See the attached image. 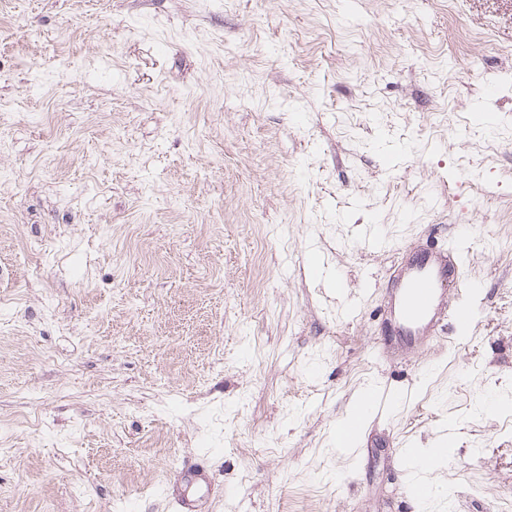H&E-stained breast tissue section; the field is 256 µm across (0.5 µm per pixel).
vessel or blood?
Listing matches in <instances>:
<instances>
[{"instance_id": "1", "label": "vessel or blood", "mask_w": 512, "mask_h": 512, "mask_svg": "<svg viewBox=\"0 0 512 512\" xmlns=\"http://www.w3.org/2000/svg\"><path fill=\"white\" fill-rule=\"evenodd\" d=\"M464 271L456 248L422 249L401 256L388 281V330L405 346L424 353L443 325L471 322L465 304L449 305L448 296L459 290Z\"/></svg>"}]
</instances>
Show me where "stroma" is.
<instances>
[{
  "instance_id": "obj_1",
  "label": "stroma",
  "mask_w": 512,
  "mask_h": 512,
  "mask_svg": "<svg viewBox=\"0 0 512 512\" xmlns=\"http://www.w3.org/2000/svg\"><path fill=\"white\" fill-rule=\"evenodd\" d=\"M457 233L474 322L382 350ZM201 452L204 512L512 504V0H0V512H172Z\"/></svg>"
}]
</instances>
